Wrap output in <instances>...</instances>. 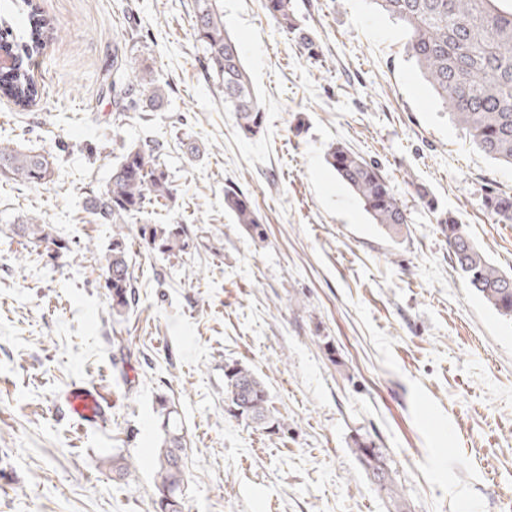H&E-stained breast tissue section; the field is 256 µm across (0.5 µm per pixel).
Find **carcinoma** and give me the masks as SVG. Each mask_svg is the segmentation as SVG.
Listing matches in <instances>:
<instances>
[{
  "instance_id": "cac0c4a2",
  "label": "carcinoma",
  "mask_w": 512,
  "mask_h": 512,
  "mask_svg": "<svg viewBox=\"0 0 512 512\" xmlns=\"http://www.w3.org/2000/svg\"><path fill=\"white\" fill-rule=\"evenodd\" d=\"M407 35L406 49L448 113L494 160L512 164V0H374ZM266 14L281 30L293 34L304 53L315 55V43L299 25L293 0H263ZM194 33L200 43L207 72L224 97V109L235 114L239 132L246 138L263 130L265 116L254 93L241 48L224 26L222 0H192ZM54 31L38 18L30 30L13 43L14 66L0 73V89L25 105L38 97L37 84L29 75L28 59L39 53ZM138 108L160 107L163 89L153 72L134 76ZM161 146L136 145L125 150L103 190L90 195L87 204L94 215L119 231L105 255L104 287L112 299V314H125L135 302L128 260L126 220L148 208L165 207L175 199L176 188L159 162ZM327 163L360 201L373 223L393 237L407 223L404 206L386 176L372 162L341 145L333 146ZM54 175V158L47 152L0 144V177L31 185H46ZM420 202L438 214L437 223L448 242L450 258L466 274L470 286L491 308L512 318V274L494 266L478 249L464 225L438 210L429 191L419 186ZM482 206L499 224H512V195L489 192ZM224 208L237 222L259 238L265 228L252 201L235 189L224 191ZM15 235L39 247L53 245L68 250L53 235L42 217L21 215L13 225ZM140 238L154 251L177 256L189 247V233L182 224L140 225ZM224 412L229 416L274 432L288 428L270 410L267 387L250 368L224 363ZM163 439L153 458L154 486L159 512H182L185 481V437L178 412L159 397ZM376 490L387 499L392 512H406L407 505L388 465L383 449L360 438L350 448Z\"/></svg>"
}]
</instances>
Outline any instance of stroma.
Listing matches in <instances>:
<instances>
[{
    "label": "stroma",
    "mask_w": 512,
    "mask_h": 512,
    "mask_svg": "<svg viewBox=\"0 0 512 512\" xmlns=\"http://www.w3.org/2000/svg\"><path fill=\"white\" fill-rule=\"evenodd\" d=\"M307 57L262 0H223L265 113L242 136L206 72L191 0H36L58 32L34 57L37 100L0 96V140L56 159L53 180H0V512H158L159 398L186 440L183 512H388L350 446L384 448L409 512H512V320L451 262L423 186L512 274V224L482 206L512 165L481 152L373 0H294ZM149 68L161 108L122 112L113 73ZM156 141L177 190L154 219L190 231L167 257L124 231L136 296L112 314L102 267L115 227L86 207L131 145ZM342 144L377 163L407 222L389 237L326 162ZM251 196L257 238L224 209ZM46 218L51 258L10 230ZM265 382L284 432L224 411V365ZM110 394L105 424L64 405ZM121 455L134 466L117 479Z\"/></svg>",
    "instance_id": "obj_1"
}]
</instances>
